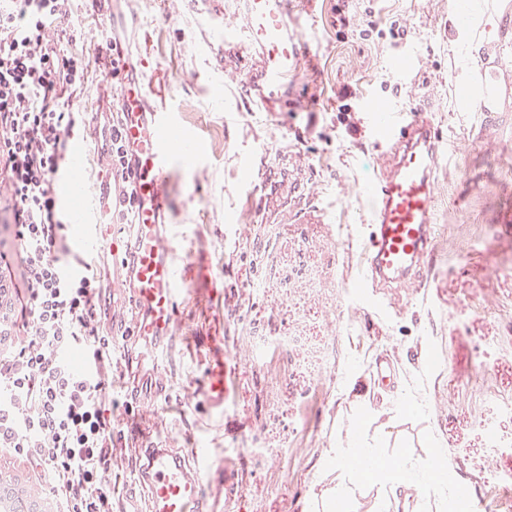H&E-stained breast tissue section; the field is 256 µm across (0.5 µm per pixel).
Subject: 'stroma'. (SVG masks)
I'll list each match as a JSON object with an SVG mask.
<instances>
[{"instance_id":"1","label":"stroma","mask_w":512,"mask_h":512,"mask_svg":"<svg viewBox=\"0 0 512 512\" xmlns=\"http://www.w3.org/2000/svg\"><path fill=\"white\" fill-rule=\"evenodd\" d=\"M311 2L314 59L293 89L295 109L270 114L245 103L254 60L216 62L190 0H123L140 22L127 36L132 57L196 155L167 183L188 292L178 345L157 361L165 391L141 409L116 378L109 409L135 415L157 445L210 449L237 483L241 512H312L349 480L333 458L354 422L384 455L436 452L459 464L465 498L432 486L415 512H479L482 500L512 512V447L488 455L478 425L494 403L512 405V227L501 220L512 199V96L491 120L457 107L475 62L512 61V41L476 60L452 54L467 35L452 21L454 0ZM396 20L423 52L403 77L394 63L403 46L388 35ZM65 27L85 66L74 109L103 111L111 25L92 0H72ZM379 100L425 107L459 154L433 173L448 193L437 198L428 280L356 292L363 255L351 232L368 218L361 188L380 172L360 105ZM218 287L225 301L213 299ZM212 336L228 355L220 418L200 392ZM382 358L392 378H377Z\"/></svg>"}]
</instances>
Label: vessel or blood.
I'll list each match as a JSON object with an SVG mask.
<instances>
[{"label": "vessel or blood", "mask_w": 512, "mask_h": 512, "mask_svg": "<svg viewBox=\"0 0 512 512\" xmlns=\"http://www.w3.org/2000/svg\"><path fill=\"white\" fill-rule=\"evenodd\" d=\"M201 12L217 39L213 55L244 52L259 65L251 83L254 105H286L288 88L312 57L304 38L299 0H246L243 25L225 22L222 0H201ZM483 95L480 109L493 112L499 87L492 73L477 68ZM122 135L131 148L124 178L98 187L103 210L132 200L131 238L107 237L96 224L78 225L80 241H92L96 254L112 260V348L142 360L170 350L177 340L178 298L182 287L177 250L165 222L166 182L171 168L188 152L173 119L156 101L144 68L128 69L118 87ZM369 126L381 134L375 147L383 165L362 192L371 204L369 224L355 227L367 261L361 288H403L425 281L436 261L431 237L437 224L433 168L457 153L427 113L379 103L367 111ZM202 395L210 410L224 411L226 361L208 343ZM135 392L140 405H152L164 392L152 375H143ZM136 484L146 489L152 512H233L236 484L206 448L149 445Z\"/></svg>", "instance_id": "1"}]
</instances>
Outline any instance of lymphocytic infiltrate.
Here are the masks:
<instances>
[{"label": "lymphocytic infiltrate", "instance_id": "1", "mask_svg": "<svg viewBox=\"0 0 512 512\" xmlns=\"http://www.w3.org/2000/svg\"><path fill=\"white\" fill-rule=\"evenodd\" d=\"M70 0H0V452L27 461L59 512H113L115 440L105 399L110 339L97 308L100 276L63 231L58 174L75 130L97 137L71 105L84 83L61 24ZM81 348L87 370L70 367Z\"/></svg>", "mask_w": 512, "mask_h": 512}]
</instances>
